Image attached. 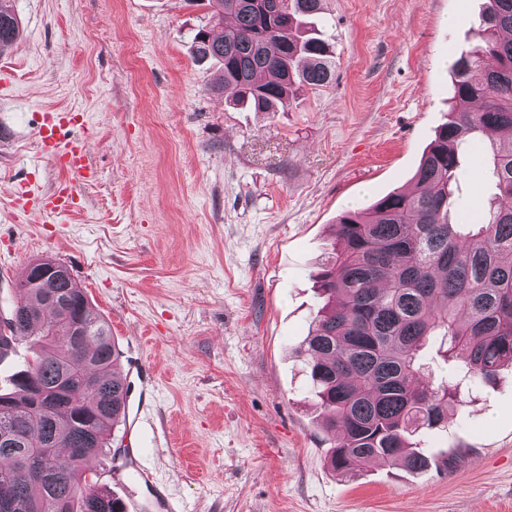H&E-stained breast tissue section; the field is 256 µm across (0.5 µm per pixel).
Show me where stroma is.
Listing matches in <instances>:
<instances>
[{
    "label": "stroma",
    "mask_w": 512,
    "mask_h": 512,
    "mask_svg": "<svg viewBox=\"0 0 512 512\" xmlns=\"http://www.w3.org/2000/svg\"><path fill=\"white\" fill-rule=\"evenodd\" d=\"M486 0H324L332 84L278 112L205 90L203 12L187 0H13L20 41L0 54V313L19 269L65 264L107 320L121 365L154 376L139 428L119 425L93 467L125 449L178 512H512V366L462 387L443 429L414 438L416 475L334 473L335 440L309 398L296 347L317 308L314 275L339 215L409 187L456 108L450 63L471 46ZM82 113L96 175L56 221L12 208L66 178L38 151L48 113ZM494 193L473 157L452 221Z\"/></svg>",
    "instance_id": "1"
}]
</instances>
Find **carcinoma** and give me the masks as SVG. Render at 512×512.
Masks as SVG:
<instances>
[{
    "mask_svg": "<svg viewBox=\"0 0 512 512\" xmlns=\"http://www.w3.org/2000/svg\"><path fill=\"white\" fill-rule=\"evenodd\" d=\"M11 0H0V44L19 37ZM206 9L192 37L197 62L219 64L207 91L253 112H277L304 86L332 83L330 46L307 32L322 0H189ZM462 108L448 113L404 191L338 220L332 252L316 274L325 303L296 348L310 393L335 432L330 464L345 477L369 465L428 466L411 437L445 427L455 377L491 381L512 365V0H489L472 46L454 65ZM478 147L496 193L474 224L454 223L455 188L468 149ZM0 319V361L39 331L32 360L0 392V512H125L92 487L88 464L125 420L121 350L71 274L50 289L27 288ZM441 337L445 362L434 383L418 352Z\"/></svg>",
    "mask_w": 512,
    "mask_h": 512,
    "instance_id": "1",
    "label": "carcinoma"
}]
</instances>
